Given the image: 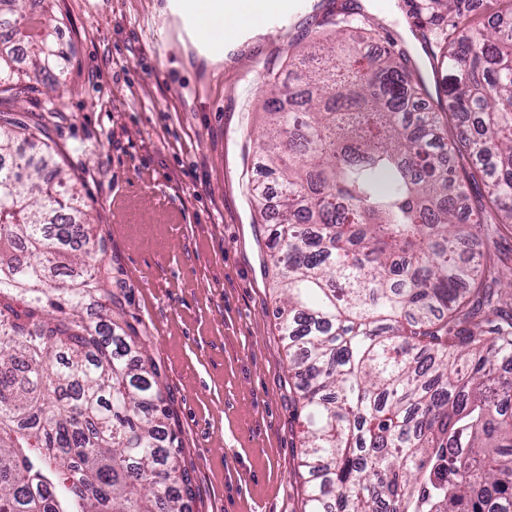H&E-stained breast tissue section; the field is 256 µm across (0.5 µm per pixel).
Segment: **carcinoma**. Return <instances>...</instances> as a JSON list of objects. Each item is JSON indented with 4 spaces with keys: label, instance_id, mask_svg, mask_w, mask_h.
<instances>
[{
    "label": "carcinoma",
    "instance_id": "carcinoma-1",
    "mask_svg": "<svg viewBox=\"0 0 512 512\" xmlns=\"http://www.w3.org/2000/svg\"><path fill=\"white\" fill-rule=\"evenodd\" d=\"M0 0V106L40 92L59 112L71 58L53 0ZM427 25L468 0H412ZM446 100L422 112L418 73L355 31L263 100L253 185L280 204L274 316L305 429L302 512H512V268L488 225L512 223V26L440 32ZM479 115L447 141L440 113ZM38 141L28 155L18 141ZM461 150L473 162L459 168ZM42 126L0 109V512H185L191 479L148 350L116 317L88 205ZM487 188L489 211L467 188ZM470 256L462 258L463 250Z\"/></svg>",
    "mask_w": 512,
    "mask_h": 512
}]
</instances>
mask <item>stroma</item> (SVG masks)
Here are the masks:
<instances>
[{
  "instance_id": "35a3bbf8",
  "label": "stroma",
  "mask_w": 512,
  "mask_h": 512,
  "mask_svg": "<svg viewBox=\"0 0 512 512\" xmlns=\"http://www.w3.org/2000/svg\"><path fill=\"white\" fill-rule=\"evenodd\" d=\"M276 32L250 29L206 68L200 38L159 27L161 0H56L65 111L45 122L81 179L112 259L122 318L144 336L192 479L187 512H301V425L274 310L268 242L244 185L259 151L268 71L358 12L375 49L393 42L430 94L440 74L412 33L408 0H305Z\"/></svg>"
}]
</instances>
